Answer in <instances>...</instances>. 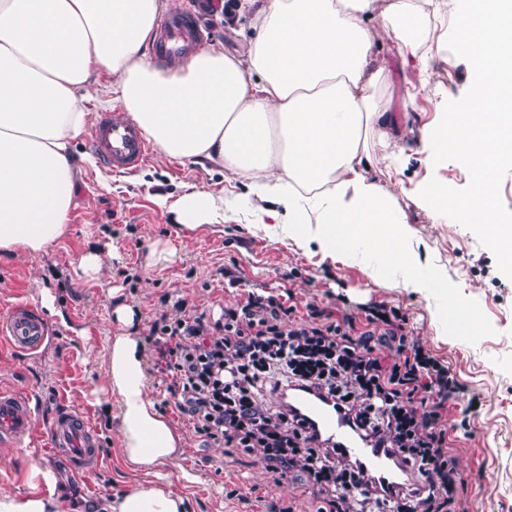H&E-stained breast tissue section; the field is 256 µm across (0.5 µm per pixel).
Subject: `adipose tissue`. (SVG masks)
I'll return each mask as SVG.
<instances>
[{
	"label": "adipose tissue",
	"instance_id": "obj_1",
	"mask_svg": "<svg viewBox=\"0 0 512 512\" xmlns=\"http://www.w3.org/2000/svg\"><path fill=\"white\" fill-rule=\"evenodd\" d=\"M436 0H245V48L208 47L158 68L149 51L171 0H0V253L46 251L69 222L80 169L72 147L90 120L100 74L123 112L166 156L209 162L249 179L256 201L296 248L374 263L387 283L436 300L435 320L471 328L448 309V284L424 272L405 243L408 216L372 172L398 167L401 131L384 101L393 83L381 38L420 68L425 89L444 47L427 20ZM383 15L382 28L371 21ZM181 224L211 223L212 194L180 197ZM106 386L119 401L125 460L155 468L181 436L148 395L135 337H113ZM170 483L112 496L103 512H185Z\"/></svg>",
	"mask_w": 512,
	"mask_h": 512
}]
</instances>
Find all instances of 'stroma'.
<instances>
[{
  "label": "stroma",
  "instance_id": "35a3bbf8",
  "mask_svg": "<svg viewBox=\"0 0 512 512\" xmlns=\"http://www.w3.org/2000/svg\"><path fill=\"white\" fill-rule=\"evenodd\" d=\"M175 2L204 29V45L233 51L251 36L248 15L230 25L211 9V0ZM468 82L461 57L436 59L430 85L391 107L405 129L397 142L401 164L377 168L373 175L407 213L408 242L424 270L447 275L449 301L477 311L473 334L442 333L432 317L433 299L384 287L365 265L293 249L280 240L269 215L254 211L244 180L167 158L155 148L134 174H115L100 166L88 136H81L74 146L79 191L63 235L43 253L0 255V318L19 302L40 305L45 288L58 309L49 318L55 339L43 353H20L0 342V386L36 400L42 429L60 405L85 412L102 438L101 456L77 481L65 457L49 452L43 442H0V490L44 492L64 512H87L104 497L152 484L154 469L126 464L116 429L118 401L104 389L113 336H143L148 321L175 317L181 303L216 315L238 303L244 289L266 287L292 292L301 302L329 305L341 297L354 308L378 302L400 308L422 344L480 399L475 407L460 401L450 414L470 512H512V279L499 272L494 254L474 232L451 221L435 222L415 202L430 178L446 179L455 189L468 184L458 162L429 163L420 141L421 130L437 121L441 99L460 98ZM195 191L234 201L235 208L225 211L222 221L187 228L173 204ZM93 249L101 256L99 273L78 274L82 257ZM234 279L240 287H231ZM120 307L133 310V323L118 320ZM176 429L184 448L164 471L187 498L188 512H267L273 502L313 512L300 485L272 481L260 452L232 455L221 446L204 447L185 424ZM35 467L51 470L54 483L33 479Z\"/></svg>",
  "mask_w": 512,
  "mask_h": 512
}]
</instances>
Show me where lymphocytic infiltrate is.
<instances>
[{"instance_id": "lymphocytic-infiltrate-1", "label": "lymphocytic infiltrate", "mask_w": 512, "mask_h": 512, "mask_svg": "<svg viewBox=\"0 0 512 512\" xmlns=\"http://www.w3.org/2000/svg\"><path fill=\"white\" fill-rule=\"evenodd\" d=\"M144 340L165 410L204 445L260 450L273 481L299 482L316 512H470L448 429L465 388L399 308L359 313L250 291L217 317L185 309L152 320ZM296 390L333 402L394 480L323 439L287 402ZM265 392L275 405L260 402Z\"/></svg>"}]
</instances>
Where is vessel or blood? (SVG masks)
I'll return each instance as SVG.
<instances>
[{
  "label": "vessel or blood",
  "instance_id": "vessel-or-blood-1",
  "mask_svg": "<svg viewBox=\"0 0 512 512\" xmlns=\"http://www.w3.org/2000/svg\"><path fill=\"white\" fill-rule=\"evenodd\" d=\"M158 29L157 52L165 58L181 56L188 42L197 37L191 18L179 12L163 16ZM90 148L102 166L126 173L136 171L150 151L133 123L116 120L108 113L99 116ZM0 334L6 336L14 350L35 353L50 344L52 326L38 308L22 304L12 309L6 322L0 323ZM291 401L323 437L382 479L393 480L388 460L366 447L331 402L303 391L295 392ZM39 434L52 450L67 458L74 473H83L100 456L98 433L83 412L61 406L41 433L37 430L36 408L31 398L16 391L0 390V438L19 444Z\"/></svg>",
  "mask_w": 512,
  "mask_h": 512
}]
</instances>
